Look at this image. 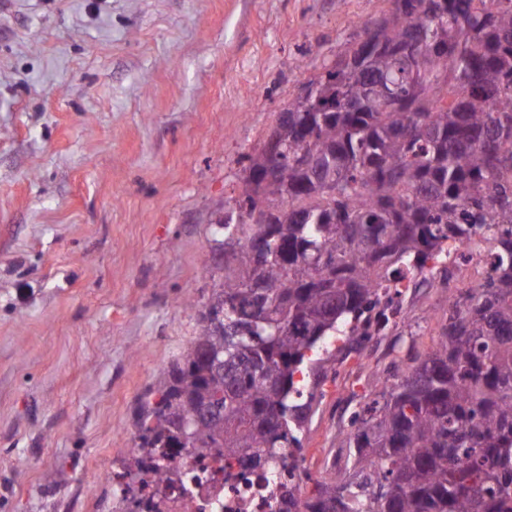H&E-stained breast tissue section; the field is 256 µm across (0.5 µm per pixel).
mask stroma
<instances>
[{"label": "stroma", "instance_id": "35a3bbf8", "mask_svg": "<svg viewBox=\"0 0 512 512\" xmlns=\"http://www.w3.org/2000/svg\"><path fill=\"white\" fill-rule=\"evenodd\" d=\"M390 0H0V512H113L141 400L224 273L243 153ZM448 288L324 364L297 457L353 461L349 418L438 341Z\"/></svg>", "mask_w": 512, "mask_h": 512}]
</instances>
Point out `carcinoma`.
Here are the masks:
<instances>
[{"instance_id":"1","label":"carcinoma","mask_w":512,"mask_h":512,"mask_svg":"<svg viewBox=\"0 0 512 512\" xmlns=\"http://www.w3.org/2000/svg\"><path fill=\"white\" fill-rule=\"evenodd\" d=\"M391 0L318 86L326 112L292 101L288 150L264 197L245 194L213 235L231 258L196 336L142 402L129 487L176 471L174 448H218L224 468L280 471L302 448L310 400L296 376L330 336L388 330L402 282L442 284L475 239L493 266L451 299L440 339L351 418L338 482L287 470L274 512H512V0ZM391 99L399 112H377ZM244 172L269 159L245 155ZM211 406L192 440L176 421Z\"/></svg>"}]
</instances>
